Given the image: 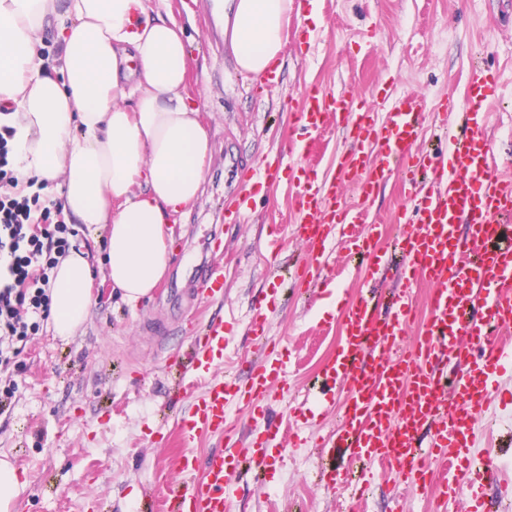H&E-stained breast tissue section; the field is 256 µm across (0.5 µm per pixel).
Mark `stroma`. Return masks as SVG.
<instances>
[{
    "label": "stroma",
    "instance_id": "35a3bbf8",
    "mask_svg": "<svg viewBox=\"0 0 512 512\" xmlns=\"http://www.w3.org/2000/svg\"><path fill=\"white\" fill-rule=\"evenodd\" d=\"M283 33L279 84L271 89L241 73L230 47L204 37L201 21L214 0H150L185 29L187 78L184 93L213 143L203 191L184 212L170 216L175 243L167 270L150 298L131 306L102 271L92 282L94 304L84 326L68 339L54 336L50 322L28 337L8 373L16 389L0 402V455L28 480L16 512H152L177 488L184 456L199 459L224 447L223 436L206 433L182 445L177 421L193 405L178 389V368H167L173 352L186 347L210 320L224 322L220 378L243 380L256 348L246 332L254 303L271 296L269 335L288 350L285 399H273L267 415L239 416L242 438L273 419L304 445L275 439L277 453L265 472L241 473L225 494L232 512H391L402 493L406 512H430L429 496L396 474L375 469L365 493L355 480L360 462L339 454L321 460L318 434L336 428L346 395L332 394L327 418L310 425L294 416L316 373L341 336L340 299L356 293L379 313L391 309L396 269L366 268L345 245L332 252L327 272L335 296L310 299L297 272L304 259L294 238L290 207L296 183L290 166L278 181L249 195L239 164L273 153L283 138L314 140L302 157L318 179L338 174L351 150L343 126L307 132L298 119L302 91L318 85L328 93L355 90L376 101L378 91L425 97L424 134L418 153L443 152L448 143L434 124L446 99L461 113L469 107L465 80L474 67L497 74L499 94L492 115V161L512 176V0H294ZM248 197V220L228 224L226 205ZM398 176L378 185L368 218L380 224L386 242L401 233L400 215L412 208ZM221 270L224 295L201 292L202 267ZM495 408L476 430L478 454L489 456L501 482L512 484V368L498 378Z\"/></svg>",
    "mask_w": 512,
    "mask_h": 512
}]
</instances>
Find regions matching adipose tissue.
I'll return each instance as SVG.
<instances>
[{"label":"adipose tissue","mask_w":512,"mask_h":512,"mask_svg":"<svg viewBox=\"0 0 512 512\" xmlns=\"http://www.w3.org/2000/svg\"><path fill=\"white\" fill-rule=\"evenodd\" d=\"M242 73L279 61L293 0H224ZM61 53L35 47L49 21ZM183 27L145 0H0V125L14 130L19 178L61 181L63 211L107 229L101 264L123 298L150 296L171 257L169 217L192 203L212 144L182 89ZM90 255L69 250L54 271L51 320L66 339L93 305Z\"/></svg>","instance_id":"adipose-tissue-1"}]
</instances>
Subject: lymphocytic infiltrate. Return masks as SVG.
<instances>
[{"mask_svg":"<svg viewBox=\"0 0 512 512\" xmlns=\"http://www.w3.org/2000/svg\"><path fill=\"white\" fill-rule=\"evenodd\" d=\"M14 130L0 126V366L51 312L52 271L77 231L61 218V201L41 196L44 183L20 181L13 166Z\"/></svg>","mask_w":512,"mask_h":512,"instance_id":"f902f5d3","label":"lymphocytic infiltrate"}]
</instances>
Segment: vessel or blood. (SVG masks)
I'll list each match as a JSON object with an SVG mask.
<instances>
[{
  "instance_id": "vessel-or-blood-1",
  "label": "vessel or blood",
  "mask_w": 512,
  "mask_h": 512,
  "mask_svg": "<svg viewBox=\"0 0 512 512\" xmlns=\"http://www.w3.org/2000/svg\"><path fill=\"white\" fill-rule=\"evenodd\" d=\"M496 94V76L473 69L466 84L473 103L465 113L466 131L449 135L447 155L412 154L424 132L425 99L406 93L388 102L379 117L373 108L359 107L347 123L353 150L337 178L320 181L305 166L296 168L294 234L306 248L300 279L316 296L326 282L328 249L335 240L374 267L387 263L379 225H371L367 236L354 234V219L340 203L344 184L355 183L366 201L381 179L400 170L411 187L417 223L395 241L404 278L397 311L382 317L364 297L347 295L338 310L341 340L321 374L324 384L345 386L348 394L337 446L415 485H439L434 512H446L449 500L473 489L476 480L498 477L491 464L479 472L470 468L478 419L491 402L499 371L512 366V180L490 163L493 141L482 107ZM353 98L348 91L332 95L308 87L300 119L320 129L327 116L346 112ZM304 152L300 141H288L274 161L247 169L245 176L269 182L284 159ZM421 282L429 296L420 319L412 289ZM268 310V301L256 304L247 326L261 356L251 364L246 385L212 375L224 359L223 322L192 338V369L204 384L192 410L180 418L178 432L187 442L202 433L223 434L232 451L201 464L185 458L181 487L163 498L162 512H231L224 488L240 464L267 468L278 425L266 422L244 442L235 436L229 409L258 412L273 395L288 392L286 364L270 347ZM437 462L452 479L436 478Z\"/></svg>"
}]
</instances>
